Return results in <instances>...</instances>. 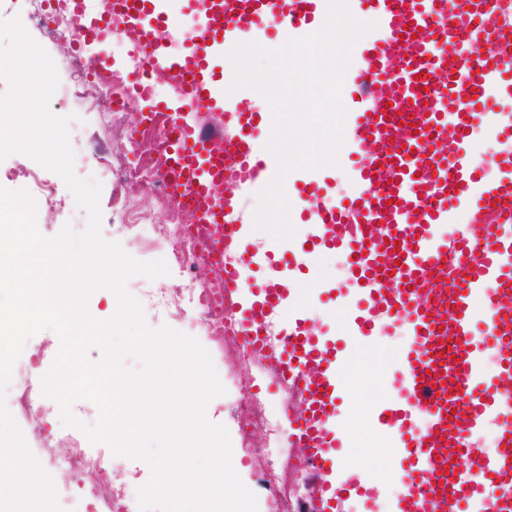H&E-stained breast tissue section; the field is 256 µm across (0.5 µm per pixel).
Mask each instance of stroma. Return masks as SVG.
I'll return each mask as SVG.
<instances>
[{"label":"stroma","instance_id":"stroma-1","mask_svg":"<svg viewBox=\"0 0 512 512\" xmlns=\"http://www.w3.org/2000/svg\"><path fill=\"white\" fill-rule=\"evenodd\" d=\"M41 12L40 21H32L25 0H0V21L20 19L29 35L40 44L53 59L60 84H68L71 71L68 63L73 59H88L92 49L73 50L67 45L68 31L65 23L70 15L60 0H36L35 6ZM51 111L59 116L77 114L76 122L69 128L70 144L74 151V172L78 177H95L102 184L100 196L101 239L106 243L120 244L123 251L140 262L169 259V246L151 238L146 228L150 225L167 224L171 219L180 223H191L188 212H175L172 205L162 204L149 197L144 188V176L150 175V156L156 137L166 126V119H157L154 125L143 122L148 110L146 103H137L125 111L120 119L105 121L97 111V101L89 94L63 98L52 96ZM139 141L136 153L138 176L121 178L112 171L104 160L105 155L121 154L130 141ZM39 176L53 188L51 199H38L36 226L47 239L57 237L63 228L83 232L88 224L86 211L77 207L72 193L57 174L46 170L32 158L15 153L0 161V187L11 191L32 190V176ZM318 269V283L296 279L294 286L306 301L312 316L329 328L340 325V314L334 303H320L319 283L337 285L345 280L348 271L346 260L339 254H320L314 257ZM220 273L215 268L193 267L191 273H183L178 267H171L169 276L155 280L134 276L125 283L126 291L142 304L144 322L148 329L168 327L176 332L197 339L210 353L218 377L226 389L225 394L210 399L206 404V418L209 422L227 428L231 448V463L244 485L257 496L258 512H280L276 497L259 484L266 462L261 453L265 439L261 433L244 434L240 426V404L244 395L260 400L267 413L277 421L283 420L284 408L297 405L292 394L281 390L273 377L272 359L253 356L240 358V342L216 343L208 335L199 320V310L194 306L158 309L152 305L147 293L162 290L171 301H178L186 283H193L196 289H210ZM407 345L404 329H397L384 335L372 348L358 352L345 368L344 374L349 389L344 395L343 407L355 409L371 407L378 399V392L372 390L368 381L373 373H381L386 389H395L400 358ZM71 414L75 426L63 424L58 402L36 392L30 415L13 413L12 419L19 429L30 452L40 467L48 473L54 483L55 499L60 512H87V503L76 484L61 478L57 465L59 456L65 450L60 443L62 436L71 434L81 441L86 454L102 457L110 465L117 481L126 483L130 494H139L152 480L153 471L142 458L115 453L109 444L92 441L86 430L99 420L98 406L91 400L80 398L73 402Z\"/></svg>","mask_w":512,"mask_h":512}]
</instances>
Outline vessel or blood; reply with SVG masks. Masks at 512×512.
<instances>
[{
    "label": "vessel or blood",
    "mask_w": 512,
    "mask_h": 512,
    "mask_svg": "<svg viewBox=\"0 0 512 512\" xmlns=\"http://www.w3.org/2000/svg\"><path fill=\"white\" fill-rule=\"evenodd\" d=\"M67 2L74 40L95 47V63L110 57L119 33L113 17L136 29L132 95L170 113L172 131L159 142L171 160L164 181L191 197L208 226L225 262V298L241 293L245 199L272 180L277 162L265 148L269 115L253 109L247 91L226 94L223 55L238 43L273 35L282 44L317 32L328 0H186L176 10L165 0H109L97 14L89 0ZM457 2L491 21V52L464 54L476 35L470 28L438 32L448 0H348L351 13H369L375 24L346 75L360 92L341 147L352 163L351 192L329 207L321 171L298 175L304 233L295 250L278 247L255 302L232 311L243 344L273 356L280 380L301 398V411L287 414L288 439L313 470L317 512H344L354 494L376 496V476L361 480L336 465L338 401L348 388L340 357L397 327L409 337L400 388L372 414L386 441L377 454L400 475L397 512H512V215L493 208L512 195V154L491 160V179L472 153L478 136L512 135V116L492 108L512 96V21L504 0ZM158 70L183 80L177 110L155 95ZM430 76L438 87L426 94L420 80ZM401 110L409 121L398 120ZM201 111L224 113L219 136L190 120ZM463 210L471 224L448 234ZM324 248L350 266L353 300L339 304L347 315L338 341L307 308L288 309L292 290L278 276L288 269L315 277L310 260ZM448 339L452 356L437 360ZM491 359L497 372L487 368Z\"/></svg>",
    "instance_id": "b4317fda"
}]
</instances>
